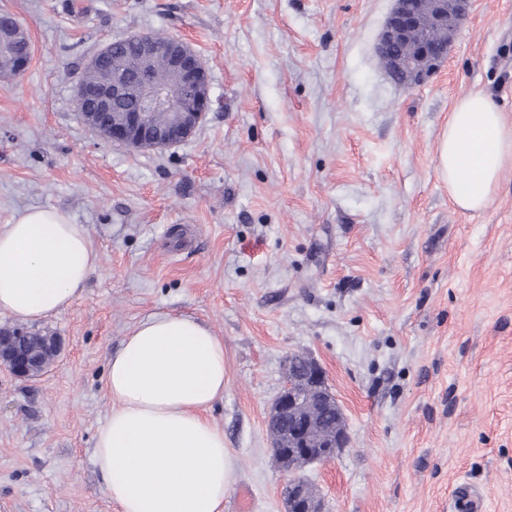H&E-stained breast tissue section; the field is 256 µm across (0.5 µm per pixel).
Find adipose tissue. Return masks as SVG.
<instances>
[{
    "label": "adipose tissue",
    "instance_id": "1",
    "mask_svg": "<svg viewBox=\"0 0 512 512\" xmlns=\"http://www.w3.org/2000/svg\"><path fill=\"white\" fill-rule=\"evenodd\" d=\"M512 162V122L480 91L456 102L438 171L461 209L490 203ZM99 256L82 225L33 208L0 225V313L35 322L83 294ZM111 404L94 461L118 512H224L234 460L208 413L224 398V341L189 315L135 326L108 359Z\"/></svg>",
    "mask_w": 512,
    "mask_h": 512
}]
</instances>
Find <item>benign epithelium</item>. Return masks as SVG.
<instances>
[{"instance_id": "obj_1", "label": "benign epithelium", "mask_w": 512, "mask_h": 512, "mask_svg": "<svg viewBox=\"0 0 512 512\" xmlns=\"http://www.w3.org/2000/svg\"><path fill=\"white\" fill-rule=\"evenodd\" d=\"M473 0H394L376 44L378 59L390 72L412 86L440 67L448 58L455 33L468 18ZM140 44L141 78L132 82L121 74L112 83L97 87V108L81 114L82 121L104 139L136 150L164 148L190 138L210 105L207 73L199 55L184 40L173 38L161 44L147 34H133ZM402 47L395 54L392 48ZM165 59L177 77L173 88L159 87L146 71L155 59ZM134 98L139 106L116 119L112 102ZM11 341L0 345V365L18 378L36 373L37 359L28 349L29 337L10 331ZM335 397L321 365L312 357L299 362L288 356L287 384L272 403L267 430L289 478L285 487L288 512H322L312 486L296 471L317 462L334 459L348 443L347 431L324 430L313 418L315 407Z\"/></svg>"}]
</instances>
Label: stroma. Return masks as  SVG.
I'll return each mask as SVG.
<instances>
[{
	"instance_id": "1",
	"label": "stroma",
	"mask_w": 512,
	"mask_h": 512,
	"mask_svg": "<svg viewBox=\"0 0 512 512\" xmlns=\"http://www.w3.org/2000/svg\"><path fill=\"white\" fill-rule=\"evenodd\" d=\"M393 0H0L31 45L0 76V224L56 208L100 255L38 324L56 360L0 367V512H118L93 462L109 355L186 314L224 340L211 416L234 458L224 512H286L269 408L290 353L326 371L350 443L302 470L324 512H512V164L459 209L438 173L455 101L512 121V0H474L448 59L394 83L374 47ZM163 33L202 58L211 106L175 146L134 150L80 119L112 40Z\"/></svg>"
}]
</instances>
